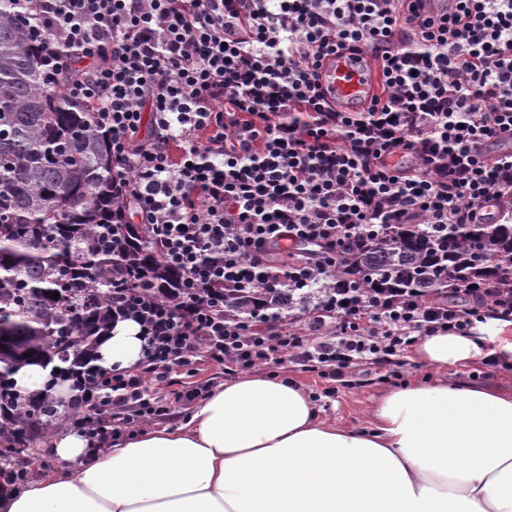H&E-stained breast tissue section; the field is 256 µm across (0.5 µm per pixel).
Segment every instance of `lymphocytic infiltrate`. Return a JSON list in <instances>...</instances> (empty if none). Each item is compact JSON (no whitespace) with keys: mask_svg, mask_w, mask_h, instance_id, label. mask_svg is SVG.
<instances>
[{"mask_svg":"<svg viewBox=\"0 0 512 512\" xmlns=\"http://www.w3.org/2000/svg\"><path fill=\"white\" fill-rule=\"evenodd\" d=\"M45 78L82 61L68 94L109 135L116 209L179 275L112 288V319L148 340L133 371L82 366L71 428L96 449L227 377L293 361L344 382L399 378L421 336L512 320L489 283L427 296L358 292L337 277L366 237L400 225L443 238L512 215V0H21ZM371 59L381 93L338 109L319 72ZM312 296L310 314L234 313L259 290ZM179 389L165 391L172 374Z\"/></svg>","mask_w":512,"mask_h":512,"instance_id":"lymphocytic-infiltrate-1","label":"lymphocytic infiltrate"}]
</instances>
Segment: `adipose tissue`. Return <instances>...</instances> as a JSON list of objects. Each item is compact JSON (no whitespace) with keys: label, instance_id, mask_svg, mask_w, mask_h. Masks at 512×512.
<instances>
[{"label":"adipose tissue","instance_id":"1","mask_svg":"<svg viewBox=\"0 0 512 512\" xmlns=\"http://www.w3.org/2000/svg\"><path fill=\"white\" fill-rule=\"evenodd\" d=\"M144 349L122 321L92 362L133 370ZM413 354L441 378L389 389L367 425L328 422L302 384L248 373L103 452L53 432L57 471L24 488L0 474V512H512V389L457 376L488 356L512 368V322L422 336Z\"/></svg>","mask_w":512,"mask_h":512}]
</instances>
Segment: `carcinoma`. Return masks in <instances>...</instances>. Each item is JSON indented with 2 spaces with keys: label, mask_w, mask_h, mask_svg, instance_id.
<instances>
[{
  "label": "carcinoma",
  "mask_w": 512,
  "mask_h": 512,
  "mask_svg": "<svg viewBox=\"0 0 512 512\" xmlns=\"http://www.w3.org/2000/svg\"><path fill=\"white\" fill-rule=\"evenodd\" d=\"M20 0H0V431L19 421L27 446L63 374L55 361L93 354L106 328L112 270L146 275L173 289L175 273L145 243L140 228L112 224V156L94 108L74 102L64 81L45 83ZM448 249V271L438 265ZM363 289L431 293L494 281L512 289V217L459 224L448 242L404 224L396 244L369 239L349 259ZM57 292L51 299L45 292ZM258 297L274 310L293 305L288 291ZM51 367L43 387L20 392L13 373Z\"/></svg>",
  "instance_id": "1"
}]
</instances>
